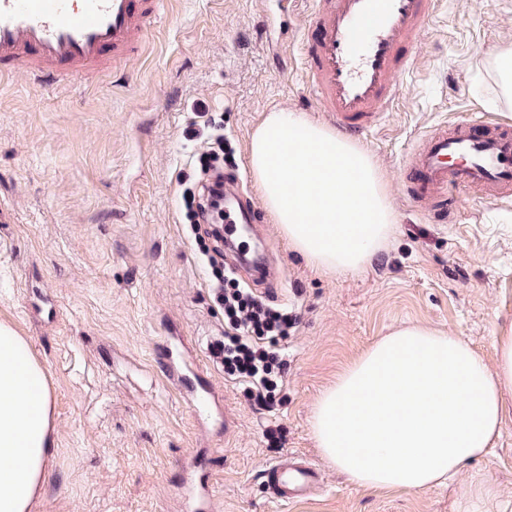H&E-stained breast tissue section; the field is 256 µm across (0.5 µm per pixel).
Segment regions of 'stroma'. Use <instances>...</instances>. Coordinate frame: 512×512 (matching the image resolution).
Masks as SVG:
<instances>
[{"instance_id":"35a3bbf8","label":"stroma","mask_w":512,"mask_h":512,"mask_svg":"<svg viewBox=\"0 0 512 512\" xmlns=\"http://www.w3.org/2000/svg\"><path fill=\"white\" fill-rule=\"evenodd\" d=\"M273 0H170L142 54L109 76L43 87L0 80V320L29 341L53 399L55 455L37 512H180L185 475L203 479L217 512H483L490 483L512 512V415L486 456L425 491L371 490L324 464L325 488L271 499L263 470L281 450L321 457L311 418L321 393L371 344L401 326L471 341L487 363L512 327V202L460 195L445 224L409 204L403 166L427 132L489 108L490 52L512 46V0H440L403 95L360 136L397 222L387 246L354 273H324L270 224L285 268L258 293L296 307L285 399L253 406L209 351L224 336L210 271L182 196L214 135L230 173L250 176L253 132L267 112L320 121L300 57L277 69ZM187 347L218 411L197 419L157 383L160 344ZM232 433H225V419ZM280 429L283 449L263 431Z\"/></svg>"}]
</instances>
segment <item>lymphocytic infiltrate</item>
I'll use <instances>...</instances> for the list:
<instances>
[{"mask_svg": "<svg viewBox=\"0 0 512 512\" xmlns=\"http://www.w3.org/2000/svg\"><path fill=\"white\" fill-rule=\"evenodd\" d=\"M233 150L223 136L196 159L204 178L188 190L184 201L192 227L224 221V163ZM219 286L215 300L224 310V337L210 349L219 358L224 374L241 385L254 405L271 409L283 401L288 370L286 342L299 317L287 308L270 304L241 285L234 271L212 267Z\"/></svg>", "mask_w": 512, "mask_h": 512, "instance_id": "1", "label": "lymphocytic infiltrate"}]
</instances>
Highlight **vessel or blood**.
I'll return each mask as SVG.
<instances>
[{
  "instance_id": "obj_1",
  "label": "vessel or blood",
  "mask_w": 512,
  "mask_h": 512,
  "mask_svg": "<svg viewBox=\"0 0 512 512\" xmlns=\"http://www.w3.org/2000/svg\"><path fill=\"white\" fill-rule=\"evenodd\" d=\"M168 0H0V77L22 72L48 85L106 76L147 42ZM299 50L312 99L348 137L372 130L400 100L401 79L435 18L436 0H310ZM406 199L444 224L460 192L512 199V125L468 118L423 137L409 154ZM258 207L235 177L224 179V223L243 235ZM264 483L281 502L308 500L322 469L288 452L268 463Z\"/></svg>"
}]
</instances>
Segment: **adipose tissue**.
Masks as SVG:
<instances>
[{
	"label": "adipose tissue",
	"mask_w": 512,
	"mask_h": 512,
	"mask_svg": "<svg viewBox=\"0 0 512 512\" xmlns=\"http://www.w3.org/2000/svg\"><path fill=\"white\" fill-rule=\"evenodd\" d=\"M249 168L290 248L325 272L364 269L396 216L371 153L303 113L270 112ZM489 366L462 337L402 327L382 337L316 402L324 458L359 486L423 491L485 455L512 390V329ZM47 375L29 342L0 323V512H35L54 455Z\"/></svg>",
	"instance_id": "ef3b65f1"
}]
</instances>
